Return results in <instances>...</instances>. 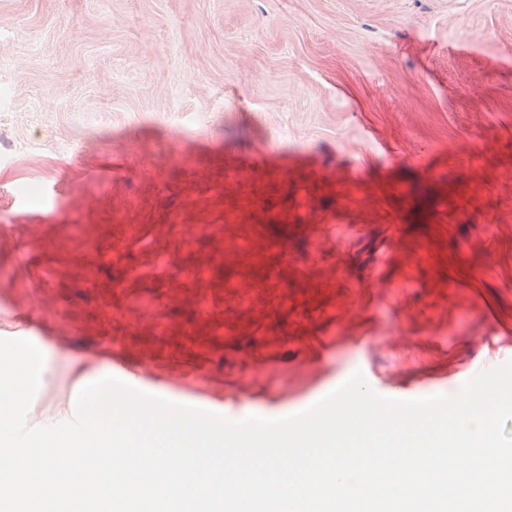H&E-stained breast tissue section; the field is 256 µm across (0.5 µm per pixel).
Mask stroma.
Masks as SVG:
<instances>
[{
    "label": "stroma",
    "mask_w": 512,
    "mask_h": 512,
    "mask_svg": "<svg viewBox=\"0 0 512 512\" xmlns=\"http://www.w3.org/2000/svg\"><path fill=\"white\" fill-rule=\"evenodd\" d=\"M283 206L317 228L293 266L215 265ZM22 317L42 424L116 356L232 419L362 368L447 393L512 332V0H0V324Z\"/></svg>",
    "instance_id": "stroma-1"
}]
</instances>
